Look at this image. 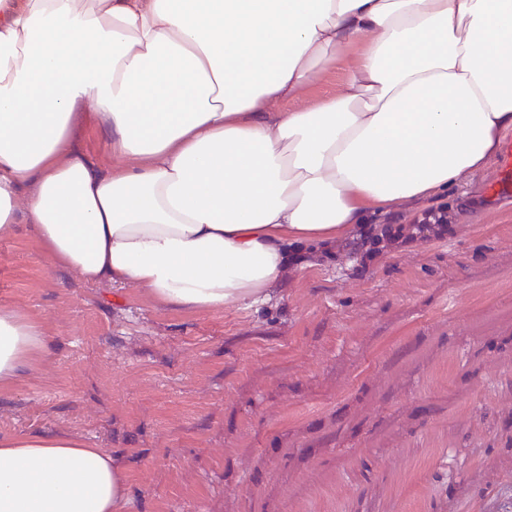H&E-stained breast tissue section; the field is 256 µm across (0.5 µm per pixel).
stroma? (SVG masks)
Returning <instances> with one entry per match:
<instances>
[{"label": "stroma", "instance_id": "1", "mask_svg": "<svg viewBox=\"0 0 512 512\" xmlns=\"http://www.w3.org/2000/svg\"><path fill=\"white\" fill-rule=\"evenodd\" d=\"M491 159L372 224L450 208L452 234L371 262L337 240L270 301L215 311L57 269L0 237V306L50 358L0 386V434L112 454L124 512H512V197Z\"/></svg>", "mask_w": 512, "mask_h": 512}]
</instances>
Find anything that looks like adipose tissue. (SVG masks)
I'll return each instance as SVG.
<instances>
[{"label":"adipose tissue","mask_w":512,"mask_h":512,"mask_svg":"<svg viewBox=\"0 0 512 512\" xmlns=\"http://www.w3.org/2000/svg\"><path fill=\"white\" fill-rule=\"evenodd\" d=\"M81 110L111 165L73 145ZM509 130L512 0H0V235L27 221L55 266L167 307L269 301L290 244L463 182ZM50 354L0 307V385ZM125 496L109 453L0 436V512ZM343 69L336 67L322 74L320 79L307 91L305 97L308 101H317L324 96L337 93L342 88Z\"/></svg>","instance_id":"ef3b65f1"}]
</instances>
